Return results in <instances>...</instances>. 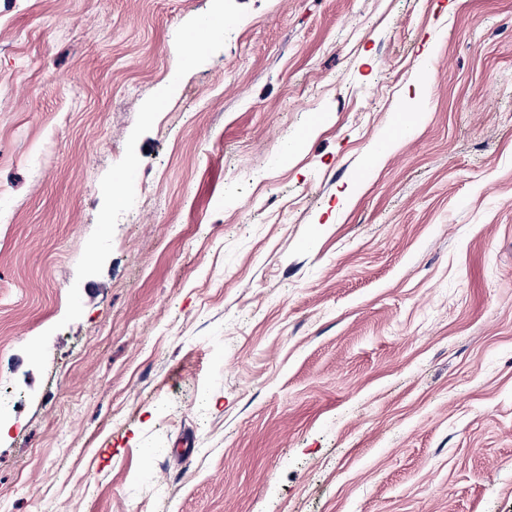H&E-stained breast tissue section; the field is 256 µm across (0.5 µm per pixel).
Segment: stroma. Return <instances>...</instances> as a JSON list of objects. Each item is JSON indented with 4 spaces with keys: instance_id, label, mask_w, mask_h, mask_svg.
Instances as JSON below:
<instances>
[{
    "instance_id": "1",
    "label": "stroma",
    "mask_w": 512,
    "mask_h": 512,
    "mask_svg": "<svg viewBox=\"0 0 512 512\" xmlns=\"http://www.w3.org/2000/svg\"><path fill=\"white\" fill-rule=\"evenodd\" d=\"M0 401V512H512V0H0Z\"/></svg>"
}]
</instances>
